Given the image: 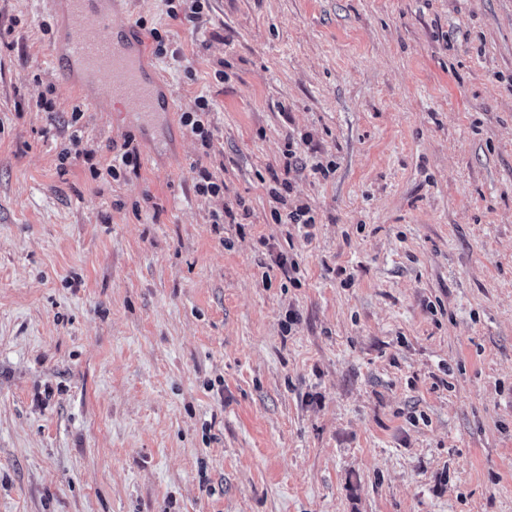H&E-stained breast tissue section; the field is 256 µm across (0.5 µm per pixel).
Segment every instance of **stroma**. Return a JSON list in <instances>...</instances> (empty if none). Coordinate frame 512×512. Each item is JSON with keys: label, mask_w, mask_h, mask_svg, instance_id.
I'll use <instances>...</instances> for the list:
<instances>
[{"label": "stroma", "mask_w": 512, "mask_h": 512, "mask_svg": "<svg viewBox=\"0 0 512 512\" xmlns=\"http://www.w3.org/2000/svg\"><path fill=\"white\" fill-rule=\"evenodd\" d=\"M139 19L181 51L146 52L172 109L142 124L0 0V512H512V0ZM77 108L138 173L60 163ZM282 173L314 224L273 219ZM212 109L213 103L206 96L201 95L197 98V111L185 112L181 116L182 125L200 140L205 150L211 147L212 131L209 116Z\"/></svg>", "instance_id": "stroma-1"}]
</instances>
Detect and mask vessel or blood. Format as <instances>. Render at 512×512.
<instances>
[{"instance_id":"b4317fda","label":"vessel or blood","mask_w":512,"mask_h":512,"mask_svg":"<svg viewBox=\"0 0 512 512\" xmlns=\"http://www.w3.org/2000/svg\"><path fill=\"white\" fill-rule=\"evenodd\" d=\"M60 9L66 35L54 59L80 92L96 88L105 99L121 100L125 111L149 117L160 107V78L145 62L144 39L128 24L114 36L115 0H46Z\"/></svg>"}]
</instances>
